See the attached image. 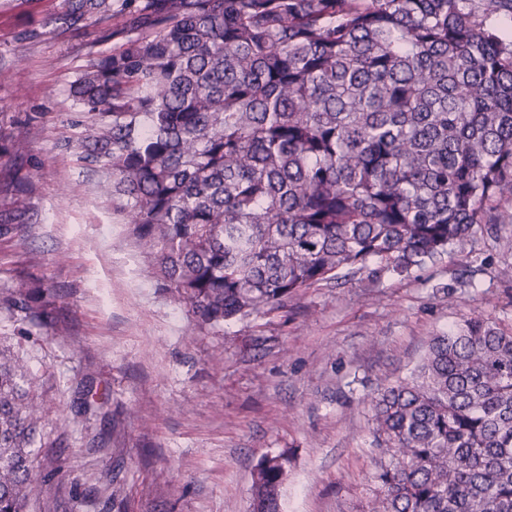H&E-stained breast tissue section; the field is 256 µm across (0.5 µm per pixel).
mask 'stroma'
Returning <instances> with one entry per match:
<instances>
[{
    "mask_svg": "<svg viewBox=\"0 0 512 512\" xmlns=\"http://www.w3.org/2000/svg\"><path fill=\"white\" fill-rule=\"evenodd\" d=\"M64 0H0V292L47 288L67 339L22 338L6 310L0 337L46 383L49 430L61 448L34 451V473L62 469L36 512H251L252 475L286 454L281 512H361L379 454L372 400L404 378L434 336L472 316L512 328V207L497 234L475 225L461 254L396 270L369 260L316 283L283 306L199 328L159 288L129 227L99 197L98 172L75 147L81 115L69 85L94 52L99 27L58 23ZM101 410L91 447L73 424L81 383Z\"/></svg>",
    "mask_w": 512,
    "mask_h": 512,
    "instance_id": "1",
    "label": "stroma"
}]
</instances>
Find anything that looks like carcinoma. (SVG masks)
<instances>
[{
	"label": "carcinoma",
	"mask_w": 512,
	"mask_h": 512,
	"mask_svg": "<svg viewBox=\"0 0 512 512\" xmlns=\"http://www.w3.org/2000/svg\"><path fill=\"white\" fill-rule=\"evenodd\" d=\"M112 43L70 84L99 195L200 326L355 273L408 271L512 200V0H65ZM126 14L122 26L112 19ZM4 308L67 335L40 284ZM28 361L0 341V512H32L56 448ZM367 512H512V331L474 316L373 400ZM264 455L252 512H280Z\"/></svg>",
	"instance_id": "1"
}]
</instances>
